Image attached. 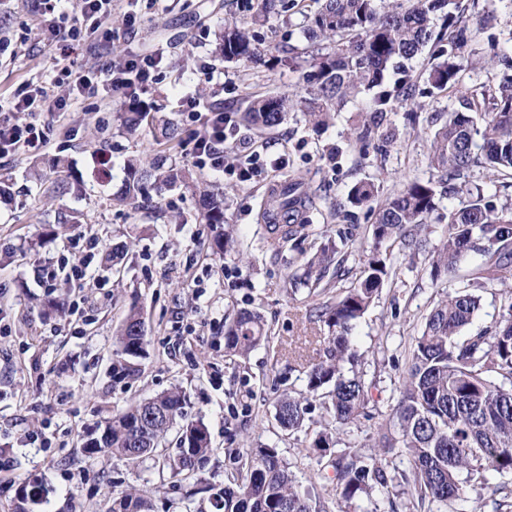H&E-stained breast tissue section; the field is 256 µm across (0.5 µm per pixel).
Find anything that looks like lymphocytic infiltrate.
<instances>
[{
    "mask_svg": "<svg viewBox=\"0 0 512 512\" xmlns=\"http://www.w3.org/2000/svg\"><path fill=\"white\" fill-rule=\"evenodd\" d=\"M42 18L39 33L49 43L54 66L47 84H20L9 97L0 99V159L19 153L43 152L51 142L53 125L35 121L38 112H67L81 99L105 100L117 95L136 98L139 90L158 83L162 76L161 49L108 60L114 36L108 22L112 0H78L68 12L62 0H37ZM96 52L101 64L87 69L74 59L77 48ZM193 128L183 150L200 168L248 182L270 171L287 168L288 158H275L236 145V126L223 109L198 97L180 104Z\"/></svg>",
    "mask_w": 512,
    "mask_h": 512,
    "instance_id": "f902f5d3",
    "label": "lymphocytic infiltrate"
}]
</instances>
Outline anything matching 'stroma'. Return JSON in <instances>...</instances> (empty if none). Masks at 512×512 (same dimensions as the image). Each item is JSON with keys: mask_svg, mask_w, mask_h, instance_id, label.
<instances>
[{"mask_svg": "<svg viewBox=\"0 0 512 512\" xmlns=\"http://www.w3.org/2000/svg\"><path fill=\"white\" fill-rule=\"evenodd\" d=\"M287 11L271 10L263 25L250 23V0H112L110 25L121 29L136 13L139 28L113 41L110 54L135 53L157 41L168 43L169 58L161 81L139 97L142 106L174 120L181 131L189 123L178 105L181 95H197L212 106L240 115L255 95L283 94L304 100L308 53L321 41L307 36L314 0H286ZM463 21L472 40L462 53L461 88L427 95V76L438 51L425 47L411 63L416 93L392 98L380 120L393 140L362 143L360 128L374 110L373 95L358 94L324 128L309 124L302 109L289 112L271 131L238 124V145L288 154V170L259 182L235 183L195 168L180 142L157 144L150 131L128 135L123 129L124 99L101 104L80 101L64 115L68 135L37 155L0 160V177L10 179L12 196L0 200V512H14L23 486L41 485L44 501L29 512H103L113 493L134 489L147 496L155 512H205L212 494L224 486L236 463L230 449L247 452L277 444L301 488H314L321 499L337 498L328 478L326 456L311 448L324 423L321 400H314L308 429L288 434L274 421L278 395L304 390L305 368L323 349L326 324L317 311L322 296L304 285L290 286L321 240L335 242L337 260L359 275L372 246L374 217L368 208L350 205L349 188L373 183L383 202L409 182L428 181L430 143L435 124L430 115L448 117L464 110L471 91L495 85L503 61L512 62V0H461ZM247 26L257 43L276 57L255 62H227L214 51L225 20ZM36 0H0V97L23 82H40L52 63L38 37ZM499 56L491 64V56ZM223 73L227 92H214L203 69ZM110 155L111 167L100 159ZM167 156L173 165L192 170L224 194V221L232 225L237 251L216 254L212 233L201 220L193 186L152 190L149 209L113 204L123 188V165L132 155ZM67 157L80 190L54 196L50 181L36 180L32 164L47 167L55 156ZM305 183L314 205L305 214L306 236L270 246L262 229V205L274 183ZM468 194L442 191L427 218L428 252L409 258L399 245L381 252L397 270L378 299L352 331L361 370L371 382L367 418L341 433L342 443L363 452L370 437L384 427L407 371L409 351L433 303L463 287L462 275L431 281L429 251L448 233L449 211L462 208ZM71 220L65 234L59 222ZM98 240L83 286L64 281L47 289L39 284L44 265L77 263L76 238ZM128 245L122 272L112 271L105 256L112 246ZM480 309L468 333L492 327L512 303V290L478 289ZM67 302L60 313H46L47 296ZM142 312L149 339L134 375L119 380L112 369L121 357L115 330L128 308ZM240 309L257 311L270 329L266 345L248 359L224 351V319ZM180 384L189 397L187 417L207 426L213 453L187 478L172 476L152 459L137 463L88 453L85 444L97 427L129 405ZM512 489V474H490L465 483L466 512H496L500 486ZM343 512H453L436 502L414 506L402 493L359 496L341 504Z\"/></svg>", "mask_w": 512, "mask_h": 512, "instance_id": "1", "label": "stroma"}]
</instances>
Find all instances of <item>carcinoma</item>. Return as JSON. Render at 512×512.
<instances>
[{
	"mask_svg": "<svg viewBox=\"0 0 512 512\" xmlns=\"http://www.w3.org/2000/svg\"><path fill=\"white\" fill-rule=\"evenodd\" d=\"M318 8L310 17L308 34L332 42L330 50L311 56L304 80L310 83L307 116L317 126L330 123L336 105L359 92L374 91L376 112L385 111L392 91L384 86V72L394 64L414 58L433 41H448V59L428 75L430 86L442 91L462 84L457 53L471 38L468 27L450 12L448 0H407L405 8L381 10L376 0H315ZM445 13L446 30L433 28V18ZM218 51L226 62H251L260 55L248 29L234 21L224 23ZM489 112H453L434 133L430 165L438 183L461 191L473 167L512 170V74H506L491 90ZM296 105L292 96L253 97L242 113L244 122L259 130H271L283 122ZM124 127L134 134L142 127L152 130L156 140L174 141L178 128L132 102L124 116ZM50 172L57 175L52 192L68 190L67 159L53 158ZM186 173L164 169L160 161L129 158L125 165L124 192L117 202L139 209L151 205L148 185L161 179L174 185ZM436 183V184H438ZM436 184L413 181L393 192L379 205L373 228V244L359 276L325 305L331 336L324 356L306 371L305 391L282 394L274 419L290 434L303 430L310 420L312 399L325 400L328 424L343 431L368 416V386L355 369L356 353L351 340L355 323L378 297L395 270L381 257L387 241L397 242L411 257L426 252L423 235L427 216L436 207ZM202 220L215 229L217 252L233 249L232 232L224 229V194L199 191ZM375 197L374 186L359 182L348 191L352 205H366ZM273 209L263 212L270 220L266 230L286 242L305 230L303 213L309 203L303 183L289 182L272 195ZM481 257L472 269L479 283L512 286V208L497 207L481 194L469 204L448 212V235L430 255V276L436 281L453 276L470 254ZM335 262V252L323 245L307 262L292 284L301 283L327 292L335 282L324 280ZM480 297L462 288L440 298L426 317L408 359L407 375L396 404L389 414V428L372 447L371 455L336 452L328 462L341 498L359 493L404 487L418 502L446 504L463 498V479L484 472L512 473V302L495 326L473 336L463 331L473 321ZM121 355L128 362L121 373L136 372L132 360L142 356L148 340L141 312L131 308L116 331ZM268 340L262 317L241 310L224 324V347L230 355L245 360ZM187 396L174 386L138 402L99 427L98 435L85 447L125 462L152 458L163 451V443L177 429L178 453L166 459L176 476H191L212 452L210 433L200 420L185 418ZM401 448L407 466L387 470V457ZM237 472L212 496L218 512H331L327 502L313 497L296 484L288 463L275 444H267L238 457ZM107 512H152L151 502L135 491H122Z\"/></svg>",
	"mask_w": 512,
	"mask_h": 512,
	"instance_id": "carcinoma-1",
	"label": "carcinoma"
}]
</instances>
